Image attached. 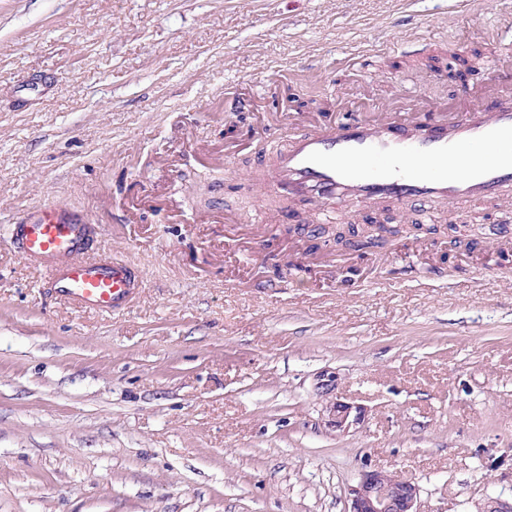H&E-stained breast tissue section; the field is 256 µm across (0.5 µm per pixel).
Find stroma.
<instances>
[{"label": "stroma", "instance_id": "35a3bbf8", "mask_svg": "<svg viewBox=\"0 0 512 512\" xmlns=\"http://www.w3.org/2000/svg\"><path fill=\"white\" fill-rule=\"evenodd\" d=\"M512 0H0V512H347L361 472L421 512L512 496V223L471 204L450 258L420 238L340 252L333 210L234 171L289 113L463 104ZM89 211L142 271L117 314L51 296L11 218ZM362 425L329 424L335 401Z\"/></svg>", "mask_w": 512, "mask_h": 512}]
</instances>
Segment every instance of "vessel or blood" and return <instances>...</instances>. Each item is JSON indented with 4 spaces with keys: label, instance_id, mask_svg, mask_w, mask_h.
Masks as SVG:
<instances>
[{
    "label": "vessel or blood",
    "instance_id": "vessel-or-blood-1",
    "mask_svg": "<svg viewBox=\"0 0 512 512\" xmlns=\"http://www.w3.org/2000/svg\"><path fill=\"white\" fill-rule=\"evenodd\" d=\"M488 100L447 114L385 112L374 121L317 122L289 132L271 168L248 172L261 190L333 208L354 220L365 206L421 200L449 207L501 201L512 220V74L483 62ZM84 209L46 202L12 223L19 255L44 270L56 298L114 314L134 297L133 266L120 257L89 258Z\"/></svg>",
    "mask_w": 512,
    "mask_h": 512
}]
</instances>
